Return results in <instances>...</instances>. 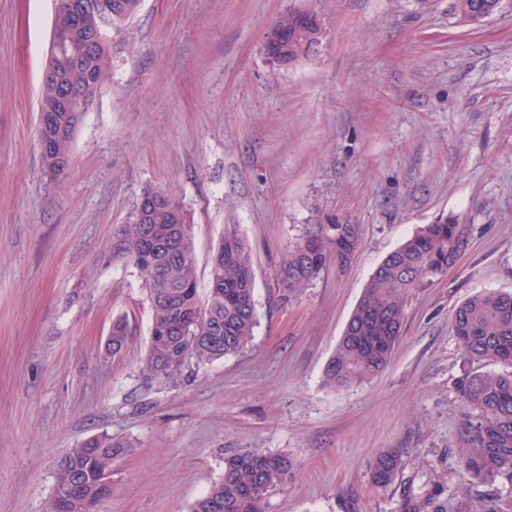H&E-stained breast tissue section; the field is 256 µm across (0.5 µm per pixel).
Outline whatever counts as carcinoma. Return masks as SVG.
I'll return each mask as SVG.
<instances>
[{
    "label": "carcinoma",
    "instance_id": "carcinoma-1",
    "mask_svg": "<svg viewBox=\"0 0 512 512\" xmlns=\"http://www.w3.org/2000/svg\"><path fill=\"white\" fill-rule=\"evenodd\" d=\"M101 0H85L81 21L54 14L53 35L61 54L41 79L39 122L60 132L53 152L72 158L79 122L58 110L63 88H101L111 70L106 48L82 52L84 41L102 34L97 14ZM142 0H112V28L126 29ZM298 32L272 48L282 62L300 56L315 33L291 12L277 17L266 38ZM140 196L160 199L145 208L144 219L130 220L112 239V258L132 265L143 280L151 309L149 342L140 371L149 379L174 380L191 364H205L240 353L257 327L252 250L237 225H225L210 259L208 287L198 285L189 218L166 190L146 185ZM473 225L445 217L419 227L374 269L354 308L336 351L324 369L325 384L336 389L360 384L389 364L400 343L411 295L445 275L466 249ZM360 241L357 224L330 220L309 229L282 256L279 282L290 294L317 278L330 263L339 269L353 261ZM453 333L465 363L491 361L505 371L463 369L456 390L466 415L460 438V474L489 487L467 506L448 498L447 480L436 474L417 486L404 476L400 451L379 454L371 465L372 483H400L397 512H512V292L483 291L456 309ZM132 330L127 317L112 319V355L124 353ZM131 445L108 435L68 449L58 460L53 495L56 512H98L112 496V462ZM294 460L263 448H244L224 459V473L192 506V512H265L267 495L293 476Z\"/></svg>",
    "mask_w": 512,
    "mask_h": 512
}]
</instances>
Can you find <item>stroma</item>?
<instances>
[{
    "mask_svg": "<svg viewBox=\"0 0 512 512\" xmlns=\"http://www.w3.org/2000/svg\"><path fill=\"white\" fill-rule=\"evenodd\" d=\"M455 0H142L137 44L111 36L112 72L88 108L61 179L41 173L38 93L53 0H0V512H44L68 448L132 442L100 512H190L244 448L291 456L266 512H395L370 466L397 448L407 473L459 485L464 407L456 307L512 292V0L463 22ZM313 9L324 36L269 66L267 28ZM191 219L196 273L228 224L248 240L258 325L248 347L176 380L140 370L150 328L138 272L112 259L143 186ZM474 232L457 264L411 298L387 368L323 381L378 262L419 226ZM360 227L346 269L296 296L278 264L311 224ZM136 329L119 357L113 317Z\"/></svg>",
    "mask_w": 512,
    "mask_h": 512,
    "instance_id": "stroma-1",
    "label": "stroma"
}]
</instances>
